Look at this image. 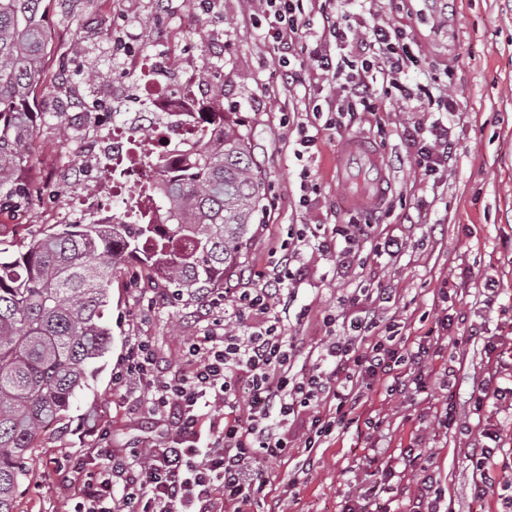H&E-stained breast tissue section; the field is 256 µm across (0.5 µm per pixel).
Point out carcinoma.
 <instances>
[{
  "mask_svg": "<svg viewBox=\"0 0 512 512\" xmlns=\"http://www.w3.org/2000/svg\"><path fill=\"white\" fill-rule=\"evenodd\" d=\"M43 0H0V214L28 198L22 175L37 129L35 100L45 79L50 34ZM82 84L99 80V61L76 30ZM265 184L245 122L224 113V131L197 139L183 172L165 177L160 204L169 224L155 248L151 206L137 224L82 220L13 249L0 239V512H15L24 461L44 424L65 416L90 386L112 344L106 310L112 275L130 259L160 276L178 299L202 300L241 268V249L265 213Z\"/></svg>",
  "mask_w": 512,
  "mask_h": 512,
  "instance_id": "1",
  "label": "carcinoma"
}]
</instances>
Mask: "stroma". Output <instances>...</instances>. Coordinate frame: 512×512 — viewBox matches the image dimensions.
<instances>
[{
    "label": "stroma",
    "mask_w": 512,
    "mask_h": 512,
    "mask_svg": "<svg viewBox=\"0 0 512 512\" xmlns=\"http://www.w3.org/2000/svg\"><path fill=\"white\" fill-rule=\"evenodd\" d=\"M190 6L191 0H46L54 33L45 58V85L37 94L38 111H51L54 101L79 88L76 79L59 77L75 26H82L94 43L109 32L112 18L141 29L145 52L162 47L187 75L209 59V46L223 42L216 83L224 88L225 111L242 113L250 121V140L266 186L264 221L255 225L242 249V272L225 275L228 288L243 287L283 257L288 233L296 225L317 224L328 232L347 223L351 212L342 203L345 188L336 179V151L351 134L377 146L386 158L392 189L389 213L364 248L367 263L344 271L328 258L310 257V274L288 313V332L303 337L306 347L319 346L325 336L321 316L343 317L345 297L363 286L393 289L386 314L411 340L423 335L435 313L445 309L453 314L448 337L430 366L426 391L390 398L383 387H374L364 415L381 419L380 433L389 440L392 456L416 444L434 453L435 475L447 488L454 512H499L496 496L471 501L475 476L468 450L477 434V417L457 405L461 427L443 433L435 414L447 403L443 383L449 367H457L458 378L466 382L488 369L482 341L468 337L471 326L483 327L487 337L500 342L499 365L512 370V0H353L348 6L338 0L337 10L348 8L360 20L385 21L404 30L419 63L405 70L403 82L412 88L427 86L438 101L453 96L456 106L451 112H401L395 105L398 92L390 90L380 96L377 112L356 115L350 129L326 132L315 154L300 160L294 155L297 134L288 115L340 94V79L309 70L304 81L289 83L245 0H215L211 15L186 30L179 20ZM431 123L448 127L456 144L448 164L433 176L417 166L409 134L413 126ZM35 145L25 174L34 202L0 216V236L17 247L61 229L59 216L70 208L71 190L66 183L47 181L50 168L75 170L84 164L73 142L61 138L56 121L38 126ZM305 168L319 188V201L308 211L299 206ZM391 238L406 240L405 250L392 258L375 256V244ZM490 278L499 285L491 310L484 305L483 290ZM206 309L201 300H174L162 279L147 276L137 262L125 263L112 278L111 348L89 388L77 394L66 417L44 426L28 453L17 512H70L71 501L46 480V470L88 467L85 448L103 439L118 448L141 437L144 423L119 408L112 381L132 338H151L162 357L163 375L180 373L181 347L201 333ZM369 444L367 434L353 429L332 434L313 449L310 470L293 486L288 483L289 463H267L273 494L285 512H345L348 502L373 484ZM393 471L389 497L369 501V512H410L422 474L398 465Z\"/></svg>",
    "instance_id": "stroma-1"
}]
</instances>
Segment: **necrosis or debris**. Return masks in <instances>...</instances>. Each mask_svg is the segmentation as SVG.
I'll use <instances>...</instances> for the list:
<instances>
[{"mask_svg":"<svg viewBox=\"0 0 512 512\" xmlns=\"http://www.w3.org/2000/svg\"><path fill=\"white\" fill-rule=\"evenodd\" d=\"M111 50L128 59L131 79H119L120 96L147 97V113H135L124 121H115L112 98H96L85 102L77 112H66V122L76 131L85 165L73 183L74 204L68 213L71 220L96 217L98 223L134 221V205L123 211L105 206L95 187L100 177L99 163L111 158L113 164H124L140 144L144 125L155 132L156 155L167 174L182 171L185 148L191 145L192 133H218L224 127L221 106L211 95V83L198 76L183 77L171 56L163 50L146 54L138 33L123 29L110 45Z\"/></svg>","mask_w":512,"mask_h":512,"instance_id":"obj_1","label":"necrosis or debris"}]
</instances>
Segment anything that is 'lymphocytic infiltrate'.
<instances>
[{
  "label": "lymphocytic infiltrate",
  "mask_w": 512,
  "mask_h": 512,
  "mask_svg": "<svg viewBox=\"0 0 512 512\" xmlns=\"http://www.w3.org/2000/svg\"><path fill=\"white\" fill-rule=\"evenodd\" d=\"M314 3L258 0L265 38L280 50L278 63L294 80L300 72L290 56ZM404 39L402 30L386 22L363 25L348 11L331 17L328 36L306 47L308 65L323 72L347 68L351 76L339 97L314 106V115L376 111L379 86L397 84L412 61ZM371 232L368 224H340L330 239L318 227L303 225L290 258L250 287L224 290L229 308L212 315L201 335L183 345L180 377L163 378L150 338L135 337L115 386L137 385L138 395L125 398L128 410L163 422L166 440L142 448L89 449L95 469L61 477L72 512H250L254 506L283 512L280 498L267 490L266 461L299 451L303 458L295 468L307 470L323 438L358 421L363 399L376 384H385L391 397L418 389L440 336L453 323L450 314L436 316L433 334L409 342L392 331L380 334L379 303L354 296L351 335L336 336V317L324 315L327 338L316 357L302 359V343L286 334L283 315L295 286L310 273L302 253L331 257L346 270L360 267ZM457 394L472 414L482 415L512 396V374H488ZM501 448L500 427L484 424L470 450L480 476L475 498L493 492L490 470ZM400 462L424 474L414 512H452L431 458L408 448Z\"/></svg>",
  "instance_id": "1"
}]
</instances>
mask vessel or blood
I'll return each mask as SVG.
<instances>
[{"mask_svg":"<svg viewBox=\"0 0 512 512\" xmlns=\"http://www.w3.org/2000/svg\"><path fill=\"white\" fill-rule=\"evenodd\" d=\"M336 175L350 185L344 197L347 206L372 210L387 194V174L379 151L364 138L345 140L336 154Z\"/></svg>","mask_w":512,"mask_h":512,"instance_id":"b4317fda","label":"vessel or blood"}]
</instances>
